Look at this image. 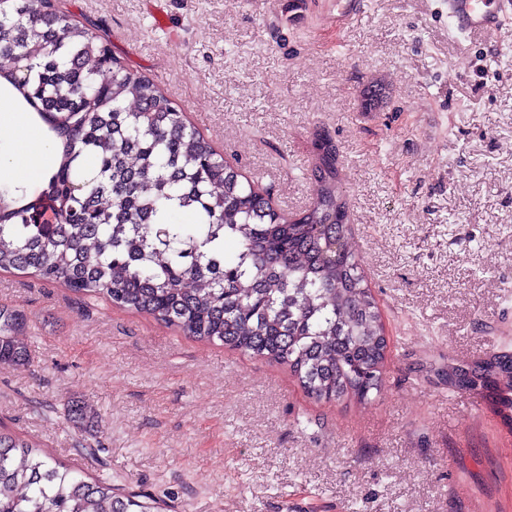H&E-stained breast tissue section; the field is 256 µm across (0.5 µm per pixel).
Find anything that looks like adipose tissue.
Masks as SVG:
<instances>
[{
  "label": "adipose tissue",
  "instance_id": "obj_1",
  "mask_svg": "<svg viewBox=\"0 0 512 512\" xmlns=\"http://www.w3.org/2000/svg\"><path fill=\"white\" fill-rule=\"evenodd\" d=\"M3 126L11 130L15 150L10 161L0 160V173L8 172L12 181L23 185L47 180L52 165L41 134L30 113L22 111L9 93L0 88V127Z\"/></svg>",
  "mask_w": 512,
  "mask_h": 512
}]
</instances>
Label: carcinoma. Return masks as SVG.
<instances>
[{"mask_svg": "<svg viewBox=\"0 0 512 512\" xmlns=\"http://www.w3.org/2000/svg\"><path fill=\"white\" fill-rule=\"evenodd\" d=\"M0 79L59 140L60 160L36 197L0 190V270L103 297L184 335L288 366L318 401L370 399L389 343L378 304L348 243L336 145L316 148L315 198L276 210L243 183L152 80L128 70L108 36L51 0H0ZM49 205L56 224H40ZM184 211L194 223L178 224ZM236 255L224 260L227 243ZM19 310L0 306V365L29 360ZM505 379L512 354L451 374L460 387ZM79 427L84 402L66 403ZM0 512H160L159 503L85 478L28 439L0 432Z\"/></svg>", "mask_w": 512, "mask_h": 512, "instance_id": "cac0c4a2", "label": "carcinoma"}]
</instances>
